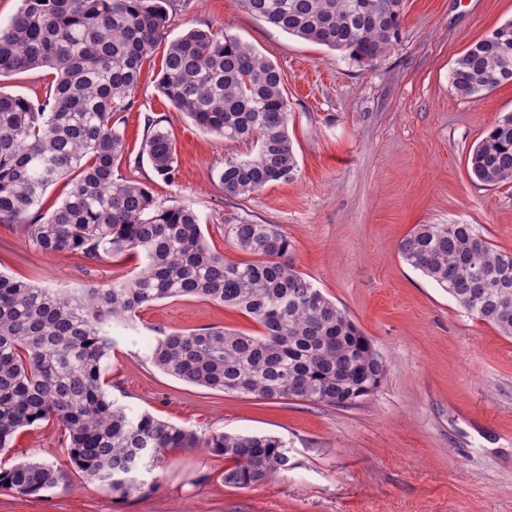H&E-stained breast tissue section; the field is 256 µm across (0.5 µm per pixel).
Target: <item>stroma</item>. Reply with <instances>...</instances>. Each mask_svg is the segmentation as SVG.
Instances as JSON below:
<instances>
[{
  "label": "stroma",
  "instance_id": "obj_1",
  "mask_svg": "<svg viewBox=\"0 0 512 512\" xmlns=\"http://www.w3.org/2000/svg\"><path fill=\"white\" fill-rule=\"evenodd\" d=\"M168 11L171 37L222 30L281 68L299 176L225 194L224 157L247 147L200 129L159 92L161 45L124 114L120 173L165 204L190 206L210 248L231 260L242 254L225 240V222L279 225L299 272L371 339L384 380L347 409L195 386L154 367L146 341L169 329L255 333L258 324L198 297L148 304L134 328L112 330L113 399L201 434L280 437L293 469L237 489L221 480L223 458L173 450L151 473L149 495L119 498L75 473L39 497L0 492V512H512V337L468 316L398 252L419 224H472L512 251V187L484 186L467 167L488 127L512 112V84L468 100L449 84L455 59L512 20V0H404L406 37L373 68L256 20L240 0H170ZM161 113L177 148L172 183L138 156L145 116ZM137 264L47 255L22 225L0 223V272L20 280L68 291L109 284ZM7 457L66 465L60 426L21 431Z\"/></svg>",
  "mask_w": 512,
  "mask_h": 512
}]
</instances>
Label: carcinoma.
Here are the masks:
<instances>
[{
  "instance_id": "carcinoma-1",
  "label": "carcinoma",
  "mask_w": 512,
  "mask_h": 512,
  "mask_svg": "<svg viewBox=\"0 0 512 512\" xmlns=\"http://www.w3.org/2000/svg\"><path fill=\"white\" fill-rule=\"evenodd\" d=\"M167 0H22L0 26V77L50 70L41 101L0 92V221L22 224L45 254L89 261L132 255L131 276L78 293L40 288L0 273V453L25 428L54 420L73 469L125 498L168 451L206 448L224 458L221 480L248 488L292 468L277 436H206L135 412L108 392L112 326L131 328L158 300L194 296L224 304L262 327L257 334L209 327L162 331L147 344L165 374L233 395L297 398L348 408L381 385L386 365L362 330L294 267V245L276 224L236 218L224 238L251 256L234 261L208 246L197 214L167 205L119 174L122 116L145 60L166 45L158 86L200 128L252 152L224 157L231 196L290 182L297 161L280 68L227 32L193 28L168 39ZM256 19L373 66L404 39L403 0H242ZM512 83V20L454 62L462 99ZM164 115L145 117L139 155L173 183L176 148ZM485 186L512 183V113L500 116L468 157ZM69 189L51 214L46 190ZM403 261L452 295L475 319L512 337V251L471 224H419L399 244ZM47 462L0 466V489L36 496L69 482Z\"/></svg>"
}]
</instances>
